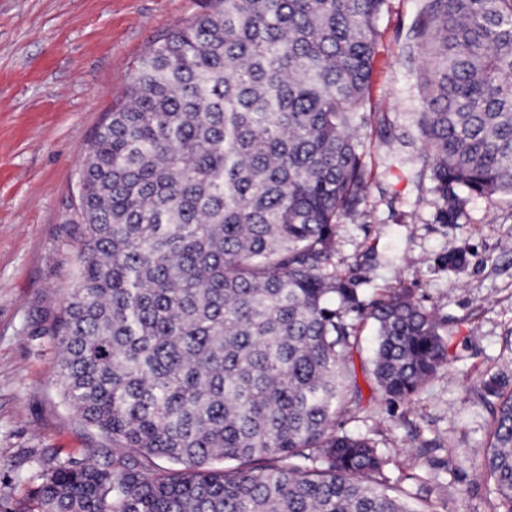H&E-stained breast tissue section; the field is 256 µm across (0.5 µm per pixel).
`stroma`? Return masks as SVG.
Segmentation results:
<instances>
[{
    "instance_id": "1",
    "label": "stroma",
    "mask_w": 512,
    "mask_h": 512,
    "mask_svg": "<svg viewBox=\"0 0 512 512\" xmlns=\"http://www.w3.org/2000/svg\"><path fill=\"white\" fill-rule=\"evenodd\" d=\"M214 0H0V504L39 512L31 475L52 450L112 455L106 439L63 405L59 348L50 332L74 286L83 243L82 157L130 80L136 60L168 32L213 11ZM421 0H386L366 110L357 132L373 180L336 227V267L372 301L388 288L451 318L455 359L408 402L387 401L372 375L376 330L358 323L350 368L358 409L338 431L374 439L405 498L437 512H493L482 474L496 402L512 393V197L465 195L457 223L438 220L420 175L413 125L422 60L407 62ZM451 247L460 272L437 269Z\"/></svg>"
}]
</instances>
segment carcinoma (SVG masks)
<instances>
[{"label":"carcinoma","mask_w":512,"mask_h":512,"mask_svg":"<svg viewBox=\"0 0 512 512\" xmlns=\"http://www.w3.org/2000/svg\"><path fill=\"white\" fill-rule=\"evenodd\" d=\"M217 2L135 62L85 154L79 271L51 331L64 401L135 454L57 452L33 497L40 512H437L335 426L358 392L353 318L375 323L389 401L450 363L446 323L408 289L366 303L336 270L337 220L371 179L354 134L376 116L385 0ZM421 2L420 159L456 224L461 194L512 196V0ZM482 468L494 512H512V394Z\"/></svg>","instance_id":"1"}]
</instances>
